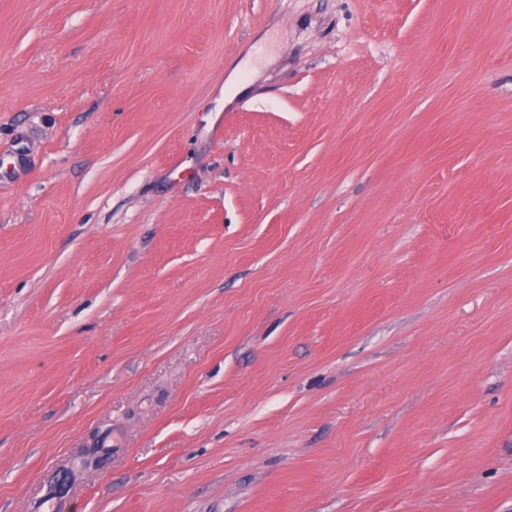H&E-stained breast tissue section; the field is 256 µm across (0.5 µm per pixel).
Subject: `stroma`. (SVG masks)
Instances as JSON below:
<instances>
[{"label": "stroma", "instance_id": "1", "mask_svg": "<svg viewBox=\"0 0 512 512\" xmlns=\"http://www.w3.org/2000/svg\"><path fill=\"white\" fill-rule=\"evenodd\" d=\"M54 507L512 512V0H0V512Z\"/></svg>", "mask_w": 512, "mask_h": 512}]
</instances>
